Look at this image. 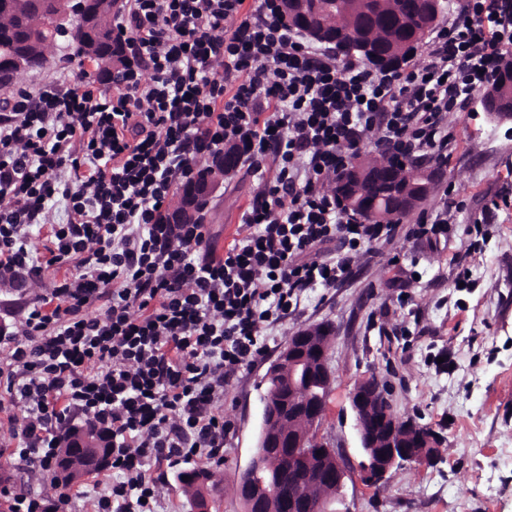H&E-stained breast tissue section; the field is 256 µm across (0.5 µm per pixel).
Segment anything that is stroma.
<instances>
[{"mask_svg":"<svg viewBox=\"0 0 512 512\" xmlns=\"http://www.w3.org/2000/svg\"><path fill=\"white\" fill-rule=\"evenodd\" d=\"M457 146L421 208L434 212L447 185L451 230L432 240H401L397 265L387 257L360 263L341 288L302 294L299 315L265 332L266 352L224 388V417L232 430L224 462L211 465L217 480L212 512H242L234 492L238 473L256 452L264 376L292 334L325 321L336 327L329 350L335 382L316 434L339 452L348 476L338 512H512V122L498 123L478 96L448 115ZM256 183L228 173L204 211L205 232L216 250L232 241ZM483 219L485 241L469 249V229ZM377 377L388 387L395 416L432 430L434 464L395 467L378 487L363 482L364 458L349 396ZM19 486L56 504L49 473H25L0 446V469ZM111 470L87 474L69 490V512H96Z\"/></svg>","mask_w":512,"mask_h":512,"instance_id":"35a3bbf8","label":"stroma"}]
</instances>
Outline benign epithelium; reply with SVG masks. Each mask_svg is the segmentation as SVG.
<instances>
[{
  "label": "benign epithelium",
  "instance_id": "obj_1",
  "mask_svg": "<svg viewBox=\"0 0 512 512\" xmlns=\"http://www.w3.org/2000/svg\"><path fill=\"white\" fill-rule=\"evenodd\" d=\"M291 23L307 38L333 46L336 54L357 56L367 62L397 67L400 61L415 50L425 33L448 8L447 0H415L414 11L400 17L402 35L392 27L368 31L366 16L372 13L395 16L397 0H280ZM90 5L81 24L97 31L107 3L103 0H82ZM339 16L342 22L333 27L316 23L311 11ZM84 62L95 67L106 60L96 38L81 44ZM502 77L497 85L488 87L479 95L484 111L500 121H512V56L504 58ZM230 159L217 163L221 175L208 177L186 188L181 209L172 223L181 224L195 215L201 201L215 194L223 184ZM411 184L403 187L400 197L406 211L412 212L426 197L429 173L411 169ZM382 176L380 166L365 158L352 162L339 181L347 196L348 209L360 217L385 223L394 212L365 197L363 192H351L354 184L370 187ZM335 329L315 324L297 330L268 368L267 390L262 398L261 431L257 451L235 481L236 495L243 512H335L338 495L344 485L347 471L336 449L317 440L314 430L322 422L334 375L329 367L328 353ZM385 393L384 384L369 377L357 384L350 396L356 416L357 429L365 460L361 464L364 479L370 484L384 482L391 471L407 462L430 464L435 460V438L422 430L400 429L389 413L379 414L372 405L377 394ZM109 438L96 429L73 428L62 443L61 456L70 463L66 474L81 477L92 465L102 467L107 461L105 448ZM288 462V472L299 479L298 493L283 497L276 492L282 462ZM195 491V512H210L211 483L208 470L200 468L188 474ZM321 487L325 493L312 501L310 490Z\"/></svg>",
  "mask_w": 512,
  "mask_h": 512
}]
</instances>
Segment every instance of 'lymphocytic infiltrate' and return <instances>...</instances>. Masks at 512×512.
Masks as SVG:
<instances>
[{
	"label": "lymphocytic infiltrate",
	"mask_w": 512,
	"mask_h": 512,
	"mask_svg": "<svg viewBox=\"0 0 512 512\" xmlns=\"http://www.w3.org/2000/svg\"><path fill=\"white\" fill-rule=\"evenodd\" d=\"M127 2L111 88L43 79L0 95V288L44 264L70 268L29 297L18 337L0 338L12 454L44 473L70 416L110 431L98 512H156L160 465L223 460L224 387L301 294L345 284L357 259L400 239L447 231L444 212L357 219L333 184L367 145L447 164L449 113L512 48L500 0H464L404 71L336 60L276 0ZM229 147L259 186L219 253L202 225L164 217L175 185ZM59 202L67 220L54 225ZM46 223L41 264L29 235Z\"/></svg>",
	"instance_id": "lymphocytic-infiltrate-1"
}]
</instances>
